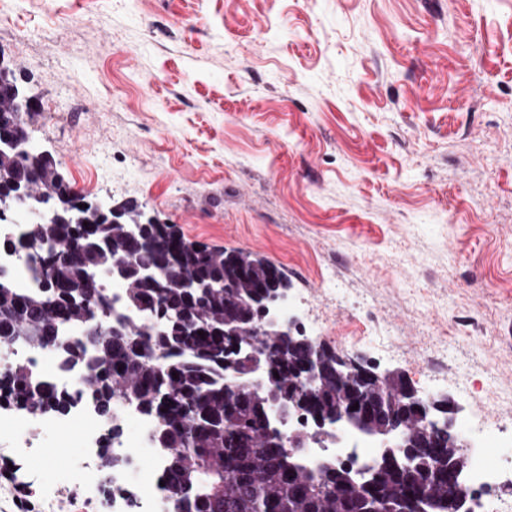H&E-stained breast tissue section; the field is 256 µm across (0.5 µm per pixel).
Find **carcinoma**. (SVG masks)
Returning a JSON list of instances; mask_svg holds the SVG:
<instances>
[{
  "mask_svg": "<svg viewBox=\"0 0 512 512\" xmlns=\"http://www.w3.org/2000/svg\"><path fill=\"white\" fill-rule=\"evenodd\" d=\"M15 181L49 196L70 190L55 162H28L3 153L0 186ZM65 217L66 224L22 225L16 242L0 239V248L8 241L31 253L24 263L38 284L24 290L0 277V345L61 351L65 366L85 368L87 391L60 389L17 361L0 369V392L48 417L93 402L109 424L115 401L137 403L143 414L160 420L155 447L169 450L166 491L176 512H361L347 484L349 468L335 464L318 476L294 470L283 442L263 425L262 398L224 389L230 346L224 322L244 316L243 302L273 286L285 287L288 280L279 267L250 251L196 249L175 224H151L142 241L132 244L123 226L99 220L90 202L85 208L72 206ZM115 258L131 266L125 302L154 311L161 327L137 321L114 333L109 325L94 346H75L60 328L81 323L89 313L112 312L111 297L89 283L86 272L108 268ZM144 266L160 269L172 282L186 276L226 287L200 303L181 288H160L141 279ZM256 341L270 386L284 398L298 395L303 349L271 336ZM402 389L400 377L380 384L382 396L390 400H400ZM307 400L311 417L347 409L334 372ZM414 464L407 486L386 467L381 468L383 484L402 494L426 487L436 497L437 512H466L469 499L458 494L466 468L452 437L420 449Z\"/></svg>",
  "mask_w": 512,
  "mask_h": 512,
  "instance_id": "1",
  "label": "carcinoma"
}]
</instances>
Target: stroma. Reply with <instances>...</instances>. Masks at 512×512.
I'll list each match as a JSON object with an SVG mask.
<instances>
[{
	"instance_id": "obj_1",
	"label": "stroma",
	"mask_w": 512,
	"mask_h": 512,
	"mask_svg": "<svg viewBox=\"0 0 512 512\" xmlns=\"http://www.w3.org/2000/svg\"><path fill=\"white\" fill-rule=\"evenodd\" d=\"M0 57L88 200L269 259L320 309L305 334L414 386L446 348L466 370L434 396L493 417L512 472V0H0ZM57 427L0 459V512H99L97 473L43 498L78 454Z\"/></svg>"
}]
</instances>
